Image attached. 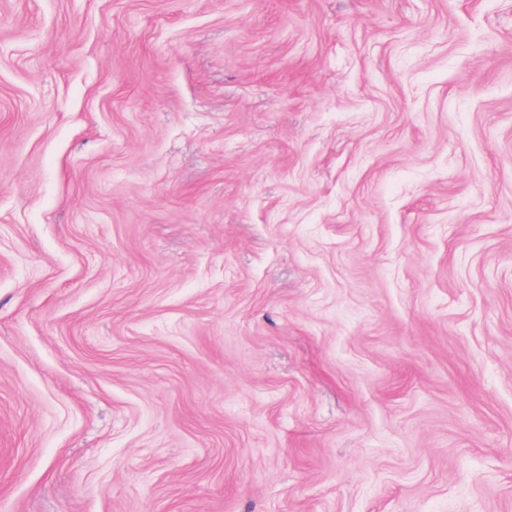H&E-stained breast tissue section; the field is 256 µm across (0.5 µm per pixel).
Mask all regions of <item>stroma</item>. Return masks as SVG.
<instances>
[{
    "label": "stroma",
    "mask_w": 512,
    "mask_h": 512,
    "mask_svg": "<svg viewBox=\"0 0 512 512\" xmlns=\"http://www.w3.org/2000/svg\"><path fill=\"white\" fill-rule=\"evenodd\" d=\"M0 512H512V0H0Z\"/></svg>",
    "instance_id": "obj_1"
}]
</instances>
